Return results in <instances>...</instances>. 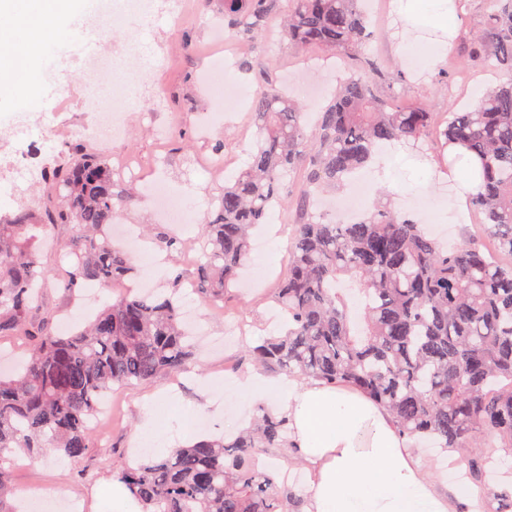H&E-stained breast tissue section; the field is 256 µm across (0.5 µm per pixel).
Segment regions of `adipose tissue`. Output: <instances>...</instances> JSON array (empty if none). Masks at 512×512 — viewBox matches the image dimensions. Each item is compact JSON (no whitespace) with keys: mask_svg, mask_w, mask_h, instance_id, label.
Segmentation results:
<instances>
[{"mask_svg":"<svg viewBox=\"0 0 512 512\" xmlns=\"http://www.w3.org/2000/svg\"><path fill=\"white\" fill-rule=\"evenodd\" d=\"M71 0H0V73L31 71L63 34ZM240 394L286 414L312 472L309 512H453L480 491L439 492L382 408L360 393L318 381L235 378Z\"/></svg>","mask_w":512,"mask_h":512,"instance_id":"ef3b65f1","label":"adipose tissue"}]
</instances>
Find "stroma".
<instances>
[{
    "instance_id": "obj_1",
    "label": "stroma",
    "mask_w": 512,
    "mask_h": 512,
    "mask_svg": "<svg viewBox=\"0 0 512 512\" xmlns=\"http://www.w3.org/2000/svg\"><path fill=\"white\" fill-rule=\"evenodd\" d=\"M191 11L181 24H173L166 16L153 15L150 20L132 22L137 32L136 43H129L123 33L99 31L97 40L104 58L125 55L128 45H135L142 61L140 68L130 71L129 125L123 136L109 137L95 129V115L109 111L111 101L108 88L111 72L98 79L96 90H89L80 82L85 67L82 55L73 47L65 46L59 53H46L37 82L18 78L12 94L0 98V121L11 124L16 132L11 143L0 144V165L12 160L16 149H24L31 167L43 169L61 143L70 141L72 130L84 132L85 145L105 157L130 155L147 173L161 181L176 206L187 208L196 200L217 196L218 186L206 181L200 172L211 150L210 144L195 142L187 151L177 153L174 166L158 169L154 166L161 151L149 131L150 116L162 110L175 113L173 130H189L192 119L184 111L188 103H195L197 111H223L224 73L213 72L210 83H203L202 73L209 61L223 55V46L213 44L209 29L221 14L216 6L190 0ZM379 6L369 9L370 28L374 33L366 51L380 59L389 86L407 90L410 101L445 116L454 110L457 101L472 102L477 85L493 80L489 66L468 67L460 60L470 48L469 33L484 21V0H470L462 18L456 19V30L446 47L444 59L430 69L411 68L401 56L399 46L410 35L402 30L401 17L395 12L394 0H378ZM260 54L274 63L279 74L293 84L295 96L306 97L301 80V65L318 57V50L302 53L289 51L278 32L269 33L262 41ZM448 72L450 91L439 90L436 79L439 72ZM394 153L406 156L403 164L394 165L387 186L399 191V204L409 212L417 211L418 201L426 191L444 195L449 200L447 210L433 213L434 222L442 223L443 242H459L462 227L473 226L471 216L458 212L464 187L449 184L441 177V167L435 157L436 148L430 142L397 143ZM70 231L58 225L37 243L39 261L51 271L43 288L42 300L31 313L32 321L52 316L54 321H67L78 329L105 305L111 296L96 295L94 287L67 290L60 281L69 269L72 257L67 247ZM253 264H267L270 274L257 293L246 294L232 288L227 292L226 305L211 307L200 294H192L189 303L197 309L201 325L200 336L194 342L200 352L201 366L181 372L178 376H161L146 383H136L112 393V412L101 422L110 432L109 442L93 440L85 455L72 460L54 451L31 459L18 453L9 464V484L0 491V512H15L18 495H33V512H42L44 503L59 497H80L87 501L89 512H112V471L114 466L135 459L140 454L154 456V449L140 450L135 441L143 427L147 412L155 403H163L169 413L187 417L190 423L205 421V434H222L231 427L242 425L248 418L250 404L241 402L230 384L233 374L225 373V363L244 359L249 343L246 337L225 338L224 323L234 316L245 317L252 324V335L271 334L268 316L275 304L272 299L275 283L285 270V256H274L270 244H259L252 252ZM215 375L223 376L226 385L216 390L207 407H200L196 387L199 381Z\"/></svg>"
}]
</instances>
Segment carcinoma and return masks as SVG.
<instances>
[{
	"label": "carcinoma",
	"instance_id": "obj_1",
	"mask_svg": "<svg viewBox=\"0 0 512 512\" xmlns=\"http://www.w3.org/2000/svg\"><path fill=\"white\" fill-rule=\"evenodd\" d=\"M215 1L234 42L258 46L275 23L289 49L341 51L359 57V66L310 125L304 106L279 89L276 69L243 57L240 72L259 79L251 105L256 143L200 224L197 288L207 301L224 296L248 263L250 231L267 223L272 205L295 206L299 223L274 289L288 328L253 347L249 360L270 376L359 391L413 445L430 440L457 450L468 480L484 487L485 512H512V491L487 481L503 463L495 451L512 459V78L441 125L434 113L381 92L383 69L364 54L371 31L363 0H205ZM487 4L471 36L472 57L512 73V0ZM421 140L434 141L442 158L455 145L479 162L481 182L468 196L477 233L445 249L419 217L396 208L388 190L353 223L310 212L316 193L341 188L383 145ZM293 172L298 185L287 182ZM42 180L36 204L0 214V337L30 338L24 372L0 377V483L17 448L82 457L90 419L112 388L176 375L193 359L170 295L119 296L67 336L49 320L30 323L50 275L35 256L38 229L70 226L69 290L135 273L108 225L136 191L113 178L109 161L69 142ZM146 232L180 251L164 225ZM348 272L359 276L367 298L361 337L337 292ZM291 449L288 418L260 404L236 433L126 462L117 473L142 512H305L307 495L258 461L261 454L286 459Z\"/></svg>",
	"mask_w": 512,
	"mask_h": 512
}]
</instances>
